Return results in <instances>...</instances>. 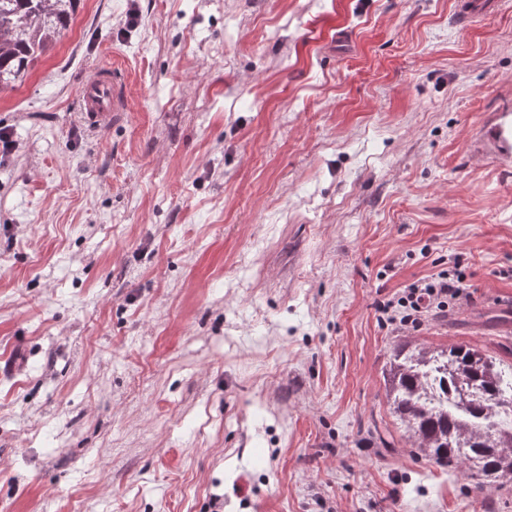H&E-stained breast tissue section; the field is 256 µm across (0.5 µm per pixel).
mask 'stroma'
<instances>
[{"label":"stroma","instance_id":"1","mask_svg":"<svg viewBox=\"0 0 512 512\" xmlns=\"http://www.w3.org/2000/svg\"><path fill=\"white\" fill-rule=\"evenodd\" d=\"M457 2L81 0L0 87V512H512L385 395L399 343L512 368V166L472 150L512 0ZM456 270L461 305L380 319ZM117 70L97 67L80 86L81 116L92 127L114 122L120 112H128V86ZM465 280L447 272L426 276L406 286L397 297L379 303L378 308L385 322L416 329L430 312L447 311L450 304L466 300L469 292Z\"/></svg>","mask_w":512,"mask_h":512}]
</instances>
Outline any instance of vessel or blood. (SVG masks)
<instances>
[{
  "label": "vessel or blood",
  "mask_w": 512,
  "mask_h": 512,
  "mask_svg": "<svg viewBox=\"0 0 512 512\" xmlns=\"http://www.w3.org/2000/svg\"><path fill=\"white\" fill-rule=\"evenodd\" d=\"M80 110L90 126L101 127L114 122L128 109V86L116 68L100 66L82 83L79 89ZM478 155H494L501 164H512V113H497L483 131L476 146Z\"/></svg>",
  "instance_id": "b4317fda"
}]
</instances>
